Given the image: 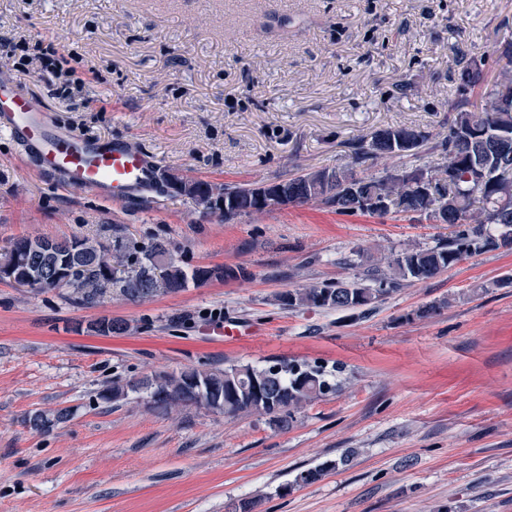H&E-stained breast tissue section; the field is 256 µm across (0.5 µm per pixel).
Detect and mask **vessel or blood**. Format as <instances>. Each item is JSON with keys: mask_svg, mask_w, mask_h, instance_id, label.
Returning a JSON list of instances; mask_svg holds the SVG:
<instances>
[{"mask_svg": "<svg viewBox=\"0 0 512 512\" xmlns=\"http://www.w3.org/2000/svg\"><path fill=\"white\" fill-rule=\"evenodd\" d=\"M0 132L22 147L40 173L111 201L148 188L155 178L153 160L139 150L58 125L7 81H0Z\"/></svg>", "mask_w": 512, "mask_h": 512, "instance_id": "b4317fda", "label": "vessel or blood"}]
</instances>
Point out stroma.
<instances>
[{
    "label": "stroma",
    "mask_w": 512,
    "mask_h": 512,
    "mask_svg": "<svg viewBox=\"0 0 512 512\" xmlns=\"http://www.w3.org/2000/svg\"><path fill=\"white\" fill-rule=\"evenodd\" d=\"M0 39L63 57L62 81L83 87L71 100L35 56L0 57V81L61 125L220 188L349 166L346 140L388 126L443 130L458 56L512 42V0H0ZM448 234L314 202L228 221L158 186L110 202L42 176L0 133V253L20 237L161 238L185 268L228 272L94 307L68 287L0 282V512H512V249L404 282L369 310L279 301ZM103 316L127 331L87 333ZM223 322L258 333L214 335ZM283 358L341 369L340 391L285 432L259 415L96 398L159 371ZM62 407L73 418L48 432L26 423Z\"/></svg>",
    "instance_id": "35a3bbf8"
}]
</instances>
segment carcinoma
Returning a JSON list of instances; mask_svg holds the SVG:
<instances>
[{"mask_svg": "<svg viewBox=\"0 0 512 512\" xmlns=\"http://www.w3.org/2000/svg\"><path fill=\"white\" fill-rule=\"evenodd\" d=\"M489 70L490 63L484 55H463L457 60L456 88L448 101L452 118L447 131L433 134L415 126L382 128L368 138L345 141L352 158L349 167L301 171L286 178L289 193L299 204L319 202L340 213H366L355 204V198L336 191V181L340 179L358 184L362 195L387 200L389 207L381 211L383 215H424L448 225L451 231L448 239L431 248L406 250L388 259L387 272L371 268L356 281L285 291L279 295L283 306L337 311L369 307L395 292L403 281H424L471 256L512 246V137L489 142L481 161L491 169L484 173L473 168L468 158L467 138L494 130L512 134V108L504 107L499 96L500 88L512 87V75L504 68L490 80ZM400 138L413 139L416 144L403 147L398 143ZM424 146L442 155L445 163L429 169L423 163ZM387 156L399 159L400 164L381 170L363 167L369 159ZM425 172L432 177L433 186L423 193L417 182ZM255 190L252 183L224 184L223 203L218 205L224 211V219L239 216L232 202L243 206L253 198ZM42 242V238L28 237L14 241L11 253L18 259L15 272L40 278L52 271L60 280L74 281L79 303L87 306L96 304L109 288L135 302L177 293L191 280L203 282L231 276L220 268L187 272L174 261L161 240L144 250L122 238L108 247L73 237L60 240L53 250L44 248ZM87 331L97 336L120 335L126 331V324L121 319L109 321L102 317L90 323ZM331 376L324 365L295 359L279 360L263 368H187L178 373L160 371L141 379L115 382L99 393V399L116 403L136 394L161 415L170 414L181 404L221 411L226 416L257 414L267 417L278 430L286 431L303 407L338 391L340 385L331 382ZM71 416L69 408L54 411L51 418L36 411L28 416L27 423L33 431L44 433ZM338 466L339 462L329 461L301 472L296 482L313 483Z\"/></svg>", "mask_w": 512, "mask_h": 512, "instance_id": "cac0c4a2", "label": "carcinoma"}]
</instances>
